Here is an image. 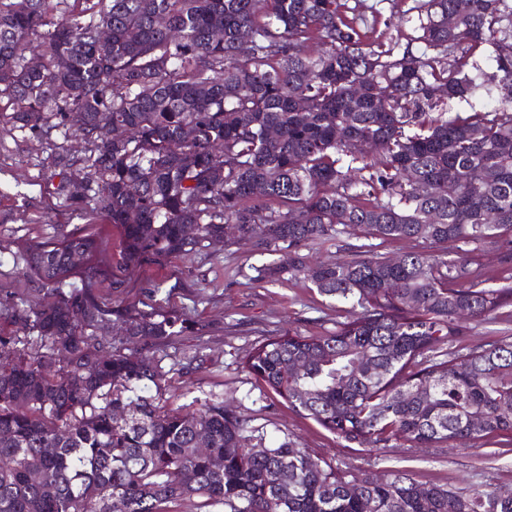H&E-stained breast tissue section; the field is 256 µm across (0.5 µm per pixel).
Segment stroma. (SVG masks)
<instances>
[{
	"label": "stroma",
	"mask_w": 512,
	"mask_h": 512,
	"mask_svg": "<svg viewBox=\"0 0 512 512\" xmlns=\"http://www.w3.org/2000/svg\"><path fill=\"white\" fill-rule=\"evenodd\" d=\"M419 0H364L378 11V31L397 51L424 46L416 36ZM66 141L57 131L33 135L0 127V304L48 301L16 257L36 241L79 231L97 239L90 264L92 281L73 274L68 286L90 287L105 305L142 302L175 311L187 331L157 346L152 355L167 371L165 397L176 408L192 399L221 397L228 409L241 414L249 427L267 437L289 438L297 447L346 469L388 467L408 470L415 482L480 490L494 486L512 491V446L465 451L403 446L380 452L346 447L314 421L273 398L242 367L245 354L259 341L287 332L312 336L334 330L350 307L321 295L302 274L292 272L294 255L315 263L349 258L361 244L358 227L344 226L333 240L316 241L298 250L271 252L255 241L225 239L169 257H145L135 268L118 267L123 233L104 218L89 219L55 192L60 181L58 158ZM277 274H269V267Z\"/></svg>",
	"instance_id": "stroma-1"
}]
</instances>
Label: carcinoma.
<instances>
[{"instance_id": "obj_1", "label": "carcinoma", "mask_w": 512, "mask_h": 512, "mask_svg": "<svg viewBox=\"0 0 512 512\" xmlns=\"http://www.w3.org/2000/svg\"><path fill=\"white\" fill-rule=\"evenodd\" d=\"M459 2L423 0L416 56L372 37L347 0H0V124L66 134L82 116L57 193L123 226L127 265L222 241L228 224L290 248L358 226L353 257L293 265L350 318L269 339L243 368L349 444L511 443L512 340L465 342L467 322L512 303V0ZM487 50L495 71L470 75ZM478 78L504 93L437 111ZM373 239L458 251L394 260ZM97 248L70 233L20 255L54 300L11 317L52 351L0 334V512H512V492L354 473L268 443L218 398L166 407L167 372L143 346L187 326L131 303L119 329L135 346L93 356L112 309L62 287L93 277Z\"/></svg>"}]
</instances>
